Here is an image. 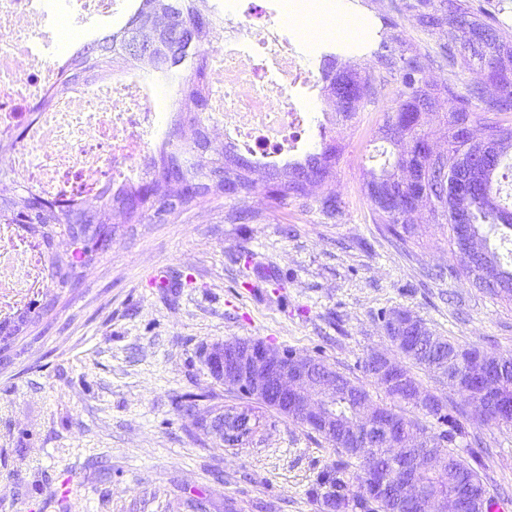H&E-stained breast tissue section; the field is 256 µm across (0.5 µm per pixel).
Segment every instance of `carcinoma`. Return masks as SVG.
<instances>
[{"label":"carcinoma","mask_w":512,"mask_h":512,"mask_svg":"<svg viewBox=\"0 0 512 512\" xmlns=\"http://www.w3.org/2000/svg\"><path fill=\"white\" fill-rule=\"evenodd\" d=\"M393 9L413 18L431 34L446 27L453 29L455 44H441L434 54L423 51L396 32L394 16L381 14L373 25L376 48L367 43L349 50L338 44L321 55L323 90L336 103V114L345 120L366 111L390 83L400 86L393 105L383 110L379 127L393 151L383 152L384 160L365 171L361 190L375 223L385 225L403 250L416 234L415 225L410 223L414 206L429 208L448 225V242L453 248L457 216L467 214L472 234L482 242L483 255L470 265H459L452 275L467 278L492 297L512 300V249L505 254L499 249L506 241L512 244V237L507 235L512 232V203L501 198V181L512 173V37L501 28L494 13L474 7L470 0H401ZM221 21L222 15L210 0H139L123 27L88 40L72 54L70 73L57 86L58 93L69 90L79 78L97 75L118 54L130 60L150 56L158 66L170 69L181 66L190 54L200 57L203 64L185 78L183 116L176 124V139L165 143L158 155L144 160L137 180L104 188L99 204L61 207L31 190L7 193L0 188V223L24 224L41 242L50 287L64 289L78 284L84 268L101 254L99 238L112 235V213L116 210L127 224H161L212 198L239 199L251 194L252 174L260 163L231 144L222 151L213 150L204 125L203 114L211 94L204 60ZM368 49L374 59L372 67L359 63ZM457 64L483 74L482 80L469 85L466 93L457 92L446 82L439 85L426 81V73L433 67ZM441 102L447 106L440 125L446 130L448 148L441 157L432 158L417 151V145L430 140L423 116L438 111ZM466 121L490 131L489 150L481 159L475 185L451 194L448 178L457 174L460 156L466 150L457 125ZM341 154V146L324 143L318 152H308L281 166H267L268 201L278 204L290 196L306 198L312 187H324L326 192L316 198L318 210L328 219L339 218L343 201L328 183L336 176ZM57 237L68 247L66 260L54 252ZM56 302L57 296L52 295L38 309L28 305L1 319L0 352L9 351L18 336L38 324ZM425 335L415 348L395 346L410 366H402V381L398 384H380L385 400L373 404L384 414L399 416L406 426L404 437L415 430L430 435L431 446L425 452L439 467L437 473L427 477L433 491L447 497L466 496L467 512H492L499 498L488 494L479 472L490 448L470 430V424L501 425L503 421L493 416L476 417L465 409L453 415L438 396L430 407L419 405L413 395L424 387L411 370L413 366L423 367L439 379L448 380V387L456 391L457 381L448 378V369L443 367L448 356H470L460 375L472 383L475 361L483 350L428 329ZM491 359L499 362L501 370L490 379H482L483 389L511 403L512 355H493ZM320 365L336 374V382L342 386L336 401L329 405L335 419L317 429L302 421L299 425L322 437L338 459L317 473L308 497L329 512H422L416 505L399 504L388 490L370 498L358 493L364 471L371 464L380 468L381 477L391 475L388 445L380 433L372 446L357 447L352 427L362 402L372 394L364 384L326 362ZM406 407L431 422L406 416ZM184 410L195 416L197 427L205 434L212 432L213 423L223 416L215 407L197 409L191 398Z\"/></svg>","instance_id":"obj_1"}]
</instances>
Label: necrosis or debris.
I'll return each instance as SVG.
<instances>
[{
    "mask_svg": "<svg viewBox=\"0 0 512 512\" xmlns=\"http://www.w3.org/2000/svg\"><path fill=\"white\" fill-rule=\"evenodd\" d=\"M129 0H64L54 27L44 24L46 0H0V170L17 186L68 205L95 203L101 188L137 174L134 161L159 122L146 77L155 63L145 57L112 83L72 86L55 96L63 64L36 56L39 41L61 42L76 21L104 20L126 10ZM274 48L287 75L271 71L266 58L241 59L246 37ZM294 43L279 27L251 12L225 14L209 63L214 104L209 126L254 156L276 159L299 145L306 115L290 101L291 90L313 80ZM52 97L44 110L35 100ZM41 248L19 224H0V315L31 302L47 286Z\"/></svg>",
    "mask_w": 512,
    "mask_h": 512,
    "instance_id": "4bbe7bcc",
    "label": "necrosis or debris"
}]
</instances>
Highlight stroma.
I'll return each mask as SVG.
<instances>
[{"label": "stroma", "mask_w": 512, "mask_h": 512, "mask_svg": "<svg viewBox=\"0 0 512 512\" xmlns=\"http://www.w3.org/2000/svg\"><path fill=\"white\" fill-rule=\"evenodd\" d=\"M293 101L307 114L303 151L343 147L331 185L341 219L319 213L316 188L269 204L260 170L248 197L214 198L164 224L113 214L110 250L0 355V512H190L191 499L206 512L228 502L316 512L307 490L333 458L323 438L258 405L253 444L232 450L185 412L190 395L202 409L251 406L210 376L205 344L260 339L359 378L370 353L391 347L381 312L402 309L435 333L512 354V302L451 276L446 227L418 209V237L402 251L373 222L360 187L387 147L380 112L341 120L319 80L296 86ZM232 209L249 221H227ZM478 432L491 450L487 487L512 490V426Z\"/></svg>", "instance_id": "stroma-1"}]
</instances>
